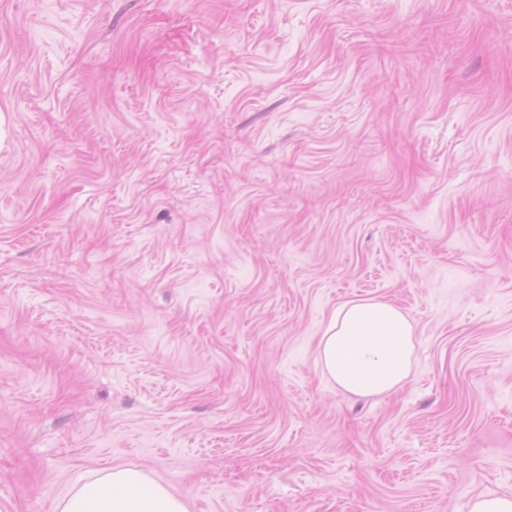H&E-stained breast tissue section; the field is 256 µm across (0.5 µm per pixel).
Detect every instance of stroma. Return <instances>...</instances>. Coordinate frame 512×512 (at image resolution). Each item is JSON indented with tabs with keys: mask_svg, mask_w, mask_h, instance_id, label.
I'll use <instances>...</instances> for the list:
<instances>
[{
	"mask_svg": "<svg viewBox=\"0 0 512 512\" xmlns=\"http://www.w3.org/2000/svg\"><path fill=\"white\" fill-rule=\"evenodd\" d=\"M414 323L332 388L352 299ZM512 494V0H0V512ZM408 316L378 299L338 306L318 337L317 359L333 386L359 396L397 391L410 377L417 336ZM56 512H188L185 500L140 469L109 467L75 484Z\"/></svg>",
	"mask_w": 512,
	"mask_h": 512,
	"instance_id": "1",
	"label": "stroma"
}]
</instances>
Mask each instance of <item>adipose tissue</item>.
Masks as SVG:
<instances>
[{
  "label": "adipose tissue",
  "instance_id": "ef3b65f1",
  "mask_svg": "<svg viewBox=\"0 0 512 512\" xmlns=\"http://www.w3.org/2000/svg\"><path fill=\"white\" fill-rule=\"evenodd\" d=\"M417 338L408 316L378 299L338 306L318 338L317 359L333 386L359 396L397 391L409 378ZM55 512H188L185 500L140 469L109 467L75 484Z\"/></svg>",
  "mask_w": 512,
  "mask_h": 512
}]
</instances>
